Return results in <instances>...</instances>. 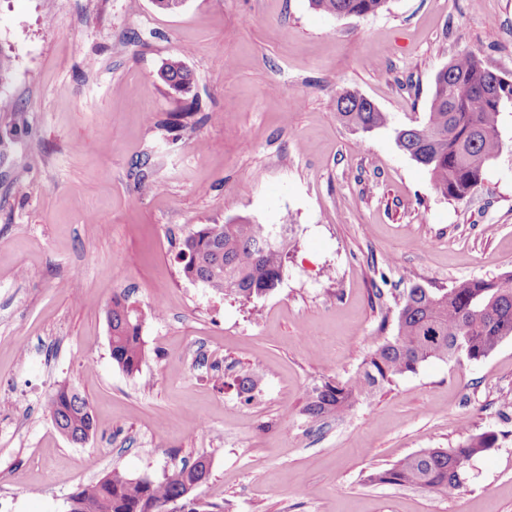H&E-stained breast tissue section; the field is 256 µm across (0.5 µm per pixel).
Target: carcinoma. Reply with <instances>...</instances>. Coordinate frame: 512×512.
<instances>
[{"mask_svg":"<svg viewBox=\"0 0 512 512\" xmlns=\"http://www.w3.org/2000/svg\"><path fill=\"white\" fill-rule=\"evenodd\" d=\"M388 0H310L328 15L365 16ZM160 81L187 92L191 79L183 61L167 60ZM512 103V83L485 68L472 54H462L442 67L434 79L429 110L423 122L395 130L402 151L423 166L443 197L463 200L477 187L487 164L502 148L499 122L503 107ZM336 117L354 131L368 132L388 125L387 113L357 100L342 88L336 93ZM291 238L275 224L246 218L206 224L182 242L178 253L184 277L194 276L212 291L247 302L266 296L281 282ZM124 294L112 296L107 324L112 360L126 374L140 372L146 357L142 327L146 315ZM512 339V271L489 279H464L447 290L414 284L405 294L394 333L380 338L363 366L344 382L327 381L307 395L304 414L314 420L342 417L353 404L366 400L396 378L412 374L430 361L456 358L463 347L470 361L488 357ZM51 420L72 441L95 432L88 400L66 386L55 392ZM491 431L468 435L455 448H424L370 476L377 484L434 489L456 495L472 459L494 447ZM202 455L175 466L159 482L132 478L113 470L72 494L80 504L70 512H166L167 504L185 494L188 484L210 474Z\"/></svg>","mask_w":512,"mask_h":512,"instance_id":"carcinoma-1","label":"carcinoma"}]
</instances>
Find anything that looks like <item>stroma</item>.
Returning <instances> with one entry per match:
<instances>
[{"label": "stroma", "mask_w": 512, "mask_h": 512, "mask_svg": "<svg viewBox=\"0 0 512 512\" xmlns=\"http://www.w3.org/2000/svg\"><path fill=\"white\" fill-rule=\"evenodd\" d=\"M463 53L512 80V0L339 18L309 0H0V512H68L111 470L158 481L201 455L194 495L224 512H512V339L426 363L341 419L303 412L313 386L357 372L412 283L512 271V104L460 201L395 139ZM175 56L190 93L157 77ZM340 87L389 127L343 126ZM235 217L293 224L283 279L253 304L177 263L186 236ZM116 293L166 306L133 376L111 356ZM245 372L250 397L233 384ZM64 384L96 419L82 445L51 422ZM485 431L498 441L454 496L367 481Z\"/></svg>", "instance_id": "1"}]
</instances>
